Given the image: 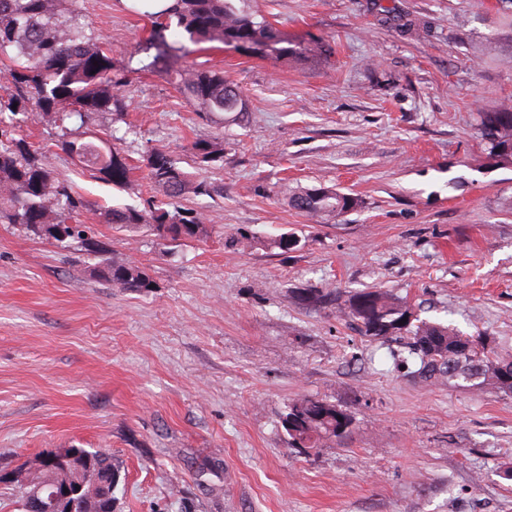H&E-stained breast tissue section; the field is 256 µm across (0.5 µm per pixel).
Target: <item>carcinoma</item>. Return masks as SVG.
I'll use <instances>...</instances> for the list:
<instances>
[{"label": "carcinoma", "mask_w": 512, "mask_h": 512, "mask_svg": "<svg viewBox=\"0 0 512 512\" xmlns=\"http://www.w3.org/2000/svg\"><path fill=\"white\" fill-rule=\"evenodd\" d=\"M133 12L151 20L149 48L152 60L141 71L160 73L177 86L180 94L199 111L229 112L228 102L243 99L221 70L174 67L187 44L227 43L247 40L272 44L270 56L289 57L320 51L300 47L264 19L236 5V0H136ZM78 0H0V77L8 86L0 94V222L19 224L26 230L58 243L78 240L93 261L90 272L114 288L148 292L154 281L146 267L132 260L112 257L107 246L76 230L60 237V227L72 214L86 207L71 182L61 178L51 163L54 150L70 156L92 176L118 189L131 182L133 168L112 148L113 132L86 131L93 116L103 112L122 114L125 101L118 93V73L112 50L83 21ZM50 118L57 133L50 145H39L22 134L25 128ZM478 130L497 165L512 164V106L479 115ZM190 154L201 163L220 162L223 141L196 140ZM152 192L135 204L108 207L107 224L138 229L146 226L159 241L203 242L211 230L201 212L184 207L180 199L211 193L210 185L184 170L168 152L151 148L143 156ZM288 205L312 218L339 216L359 206V200L323 188L285 187ZM299 300L318 308L336 306L351 328L369 342L393 343L396 356L418 365V377L430 383L448 382L467 391H495L512 395V354L498 349L481 334H464L448 325L423 320L405 302L385 293L338 290L298 291ZM282 426L293 453L307 455L314 448L341 444L353 431V418L324 399L302 397L288 403ZM77 462L61 474L45 471L37 476L39 498L53 492V485L67 480L84 481L89 470L98 471L118 489L121 464L104 450L78 449Z\"/></svg>", "instance_id": "obj_1"}]
</instances>
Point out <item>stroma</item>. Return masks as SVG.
Listing matches in <instances>:
<instances>
[{
  "label": "stroma",
  "instance_id": "35a3bbf8",
  "mask_svg": "<svg viewBox=\"0 0 512 512\" xmlns=\"http://www.w3.org/2000/svg\"><path fill=\"white\" fill-rule=\"evenodd\" d=\"M112 47L127 112L104 113L134 171L118 190L65 154L52 163L88 204L113 256L148 268L151 292L99 282L78 243L0 223V471L61 448L110 451L115 512H512V395L427 384L372 350L299 288L381 290L421 318L486 332L512 352V165L487 157L478 115L512 100V13L497 0H245L318 57L258 58L216 43L182 65L222 70L239 123L198 112L164 76L125 66L150 22L127 0H80ZM224 161L196 162L197 139ZM161 148L213 185L183 199L208 242L158 245L102 223L97 205L150 190ZM360 199L339 217L288 205L283 184ZM282 234L296 249L274 248ZM354 419L348 445L288 452L289 400ZM224 466V491L198 474ZM221 139V140H220ZM223 137H216L214 140H196L192 142L190 154L201 163H214L223 161L224 147Z\"/></svg>",
  "mask_w": 512,
  "mask_h": 512
}]
</instances>
